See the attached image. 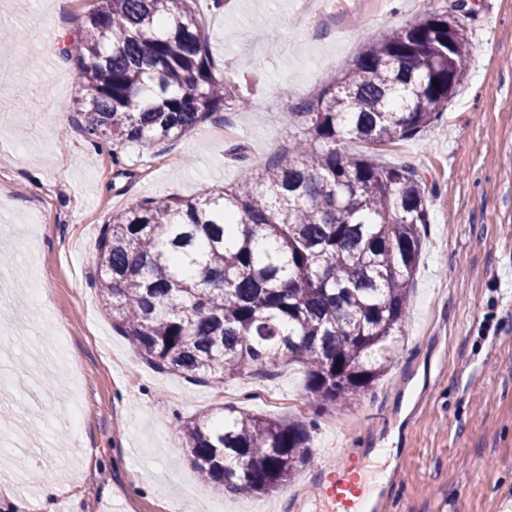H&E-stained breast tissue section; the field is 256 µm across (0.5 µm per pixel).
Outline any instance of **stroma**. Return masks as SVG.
Listing matches in <instances>:
<instances>
[{"instance_id": "stroma-1", "label": "stroma", "mask_w": 512, "mask_h": 512, "mask_svg": "<svg viewBox=\"0 0 512 512\" xmlns=\"http://www.w3.org/2000/svg\"><path fill=\"white\" fill-rule=\"evenodd\" d=\"M453 0H198L217 77L233 95L161 150L98 144L75 108L62 53L83 10L64 0H0V28L41 35L0 48V353L31 351L58 371L0 403V512H185L193 488L213 512H328L315 475L353 469L393 484L386 512H502L512 492V0H472L467 74L442 121L384 146L416 169L430 222L413 278L400 356L345 409L300 400L305 372L284 365L221 383L160 372L112 326L94 288L97 242L134 199L196 197L238 183L303 136L286 117L355 57ZM252 104L244 110L239 98ZM316 419L311 460L282 490L218 495L190 464L179 424L222 406ZM56 496L45 495V479Z\"/></svg>"}]
</instances>
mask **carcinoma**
<instances>
[{
	"instance_id": "1",
	"label": "carcinoma",
	"mask_w": 512,
	"mask_h": 512,
	"mask_svg": "<svg viewBox=\"0 0 512 512\" xmlns=\"http://www.w3.org/2000/svg\"><path fill=\"white\" fill-rule=\"evenodd\" d=\"M195 0H93L64 50L77 109L97 143L175 142L224 107ZM429 13L370 44L288 113L307 137L204 198L135 199L99 238L95 284L112 325L163 372L224 381L279 363L306 372L305 399L341 409L396 362L421 237L424 181L378 147L416 137L461 84L472 9ZM347 138L371 154L336 149ZM209 488L269 494L308 461L304 421L227 410L181 423Z\"/></svg>"
}]
</instances>
